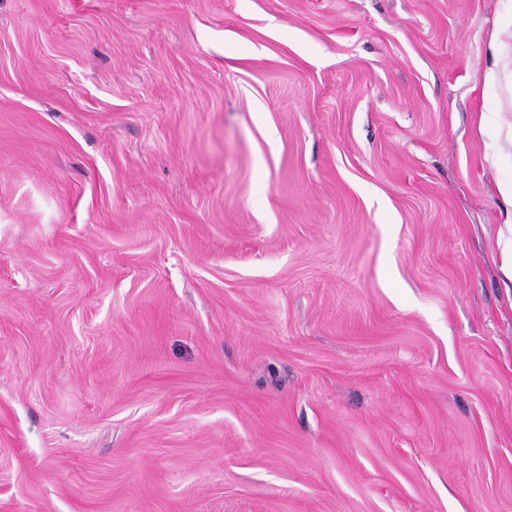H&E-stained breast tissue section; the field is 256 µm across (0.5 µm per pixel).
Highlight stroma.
<instances>
[{"instance_id":"stroma-1","label":"stroma","mask_w":512,"mask_h":512,"mask_svg":"<svg viewBox=\"0 0 512 512\" xmlns=\"http://www.w3.org/2000/svg\"><path fill=\"white\" fill-rule=\"evenodd\" d=\"M512 0H0V512H512ZM500 270L508 282H512V224H504L500 232Z\"/></svg>"}]
</instances>
